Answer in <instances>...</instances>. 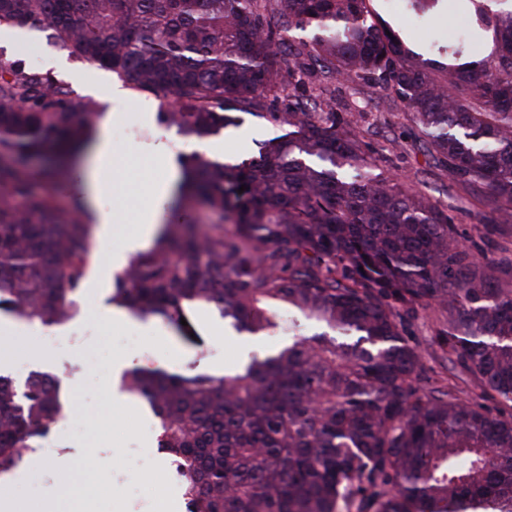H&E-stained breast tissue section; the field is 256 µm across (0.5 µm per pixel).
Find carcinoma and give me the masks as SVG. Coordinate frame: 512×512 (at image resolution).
Wrapping results in <instances>:
<instances>
[{"label":"carcinoma","mask_w":512,"mask_h":512,"mask_svg":"<svg viewBox=\"0 0 512 512\" xmlns=\"http://www.w3.org/2000/svg\"><path fill=\"white\" fill-rule=\"evenodd\" d=\"M373 2L0 0V27L42 33L165 101L159 122L189 140L241 114L284 127L249 161L183 156L182 186L228 228L162 225L108 298L187 341L199 310L252 334L288 312V345L228 374L124 372L182 466L188 512H512V261L481 249L512 236V0H453L465 25L429 61ZM439 2L404 0L407 23ZM477 30L492 31L490 51ZM341 81L380 92L448 180L476 190L478 240H459L420 175L378 170L364 116L334 95ZM100 117L49 73L0 58V315L53 326L77 307L92 224L35 192L57 172L25 159L79 149ZM421 311L448 325L431 344L478 399L427 373L405 338ZM64 408L56 374L20 386L0 374V474Z\"/></svg>","instance_id":"1"}]
</instances>
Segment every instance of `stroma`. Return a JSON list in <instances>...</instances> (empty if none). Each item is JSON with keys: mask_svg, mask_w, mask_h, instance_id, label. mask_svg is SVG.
<instances>
[{"mask_svg": "<svg viewBox=\"0 0 512 512\" xmlns=\"http://www.w3.org/2000/svg\"><path fill=\"white\" fill-rule=\"evenodd\" d=\"M62 63L51 69L56 80L69 88L74 98L88 99L100 84L115 83L117 77L110 71L60 53ZM343 96L354 111L363 113L366 142L370 143L377 159L383 160L385 169L410 180L416 171L427 170L424 191L447 206L463 237L475 236L479 223L481 206L475 192L468 186L449 181L445 172L436 168L427 154L418 132L401 120L390 118L379 95L360 96L343 89ZM130 101L121 118L112 124V153L122 159V183L125 199L129 206H137L144 199V186L147 179L159 177L160 172L153 167L143 148L146 144L178 139L176 129L165 128L158 121H145L140 110L141 103H152L160 107V100L154 95L130 90ZM280 130L270 120L245 116L237 127L222 130L211 137L208 143L199 145L192 141L183 142L184 152L199 151L208 153L212 145H220L219 160L239 162L256 155L259 142L279 135ZM102 244H94L87 275L83 281L78 303L77 321L94 324L97 333L96 349L101 362L92 372L76 373L71 383L63 384L64 395L72 405L77 406L79 423L72 435L74 447L57 450V436L49 435L37 442L38 447L53 449L54 455L47 464L31 467L30 484L35 485L39 497L52 496L59 500L62 512L77 508L78 512H117V501L107 497L96 499L74 498L73 492L84 482L83 464L95 465L102 476H110L120 468L122 462L111 448V443L142 441L144 447L155 448L154 439L140 440L139 421L143 411L141 401L127 398L113 401L104 387V377L113 359L125 357L130 367L150 369H170L179 365L181 369L197 367L201 371H213L221 366L241 362L244 358L287 345L289 341L287 324L258 335H237L229 329L222 318L215 314L198 316L194 322V341L183 340L174 326L165 318H138L131 323H118L97 315L100 295L110 294L111 278L98 274V264L104 259ZM441 325L433 315L419 313L410 322L405 336L410 344L419 347L423 362L428 369L445 374L447 363L439 350L430 345ZM138 335L142 349L123 344L124 336ZM151 353V360H144V353Z\"/></svg>", "mask_w": 512, "mask_h": 512, "instance_id": "35a3bbf8", "label": "stroma"}]
</instances>
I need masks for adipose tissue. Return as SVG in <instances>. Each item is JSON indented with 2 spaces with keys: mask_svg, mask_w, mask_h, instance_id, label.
<instances>
[{
  "mask_svg": "<svg viewBox=\"0 0 512 512\" xmlns=\"http://www.w3.org/2000/svg\"><path fill=\"white\" fill-rule=\"evenodd\" d=\"M150 152L156 164L163 168L160 179L146 186L147 201L132 212L130 220L136 226L135 233L124 237L107 254L103 269L112 273L122 270L129 258L152 243L162 222L163 205L175 196L182 175L175 163L168 160L162 143L151 145ZM79 197L86 212L96 226L99 240L112 236V226L119 219L125 203L117 189L121 184L118 163L112 156V139L109 123H102L93 145L76 169ZM111 198V205H104V198Z\"/></svg>",
  "mask_w": 512,
  "mask_h": 512,
  "instance_id": "adipose-tissue-1",
  "label": "adipose tissue"
}]
</instances>
